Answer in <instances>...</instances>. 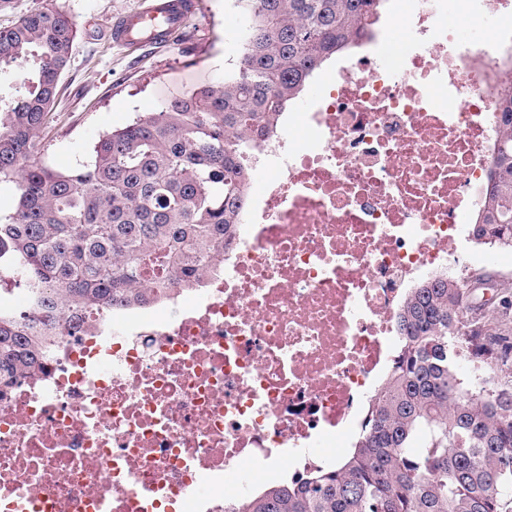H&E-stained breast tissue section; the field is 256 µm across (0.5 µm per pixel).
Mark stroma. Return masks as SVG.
I'll return each mask as SVG.
<instances>
[{
  "label": "stroma",
  "instance_id": "1",
  "mask_svg": "<svg viewBox=\"0 0 512 512\" xmlns=\"http://www.w3.org/2000/svg\"><path fill=\"white\" fill-rule=\"evenodd\" d=\"M174 44L128 54L112 20L141 0H55L78 28L73 60L59 81L53 119L41 135L48 167L86 163L100 135L153 111L173 95L223 82L242 48L246 18L237 0H199Z\"/></svg>",
  "mask_w": 512,
  "mask_h": 512
}]
</instances>
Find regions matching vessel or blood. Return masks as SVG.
Returning a JSON list of instances; mask_svg holds the SVG:
<instances>
[{
	"label": "vessel or blood",
	"mask_w": 512,
	"mask_h": 512,
	"mask_svg": "<svg viewBox=\"0 0 512 512\" xmlns=\"http://www.w3.org/2000/svg\"><path fill=\"white\" fill-rule=\"evenodd\" d=\"M198 8V0H143L141 8L116 17L112 40L131 51L166 46Z\"/></svg>",
	"instance_id": "vessel-or-blood-1"
}]
</instances>
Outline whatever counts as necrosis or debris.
<instances>
[{
    "mask_svg": "<svg viewBox=\"0 0 512 512\" xmlns=\"http://www.w3.org/2000/svg\"><path fill=\"white\" fill-rule=\"evenodd\" d=\"M385 33L266 140L236 244L170 320L57 333L0 399V512H233L336 462L398 344L407 288L456 269L512 79V0H399ZM487 20L476 43L454 27Z\"/></svg>",
    "mask_w": 512,
    "mask_h": 512,
    "instance_id": "necrosis-or-debris-1",
    "label": "necrosis or debris"
}]
</instances>
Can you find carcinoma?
<instances>
[{
  "label": "carcinoma",
  "instance_id": "carcinoma-1",
  "mask_svg": "<svg viewBox=\"0 0 512 512\" xmlns=\"http://www.w3.org/2000/svg\"><path fill=\"white\" fill-rule=\"evenodd\" d=\"M241 55L224 82L179 93L99 137L70 173L42 161L61 75L78 36L48 3L0 26V279L20 307L0 306V395L38 376L60 327L88 333L91 314L130 311L198 288L228 252L254 171L244 157L275 136L324 63L375 31L385 0H239ZM472 240L512 250V85L504 91ZM478 279L439 273L409 289L385 382L345 457L243 497L234 512H512V387L475 391L458 343L496 367L512 357V289L471 307Z\"/></svg>",
  "mask_w": 512,
  "mask_h": 512
}]
</instances>
